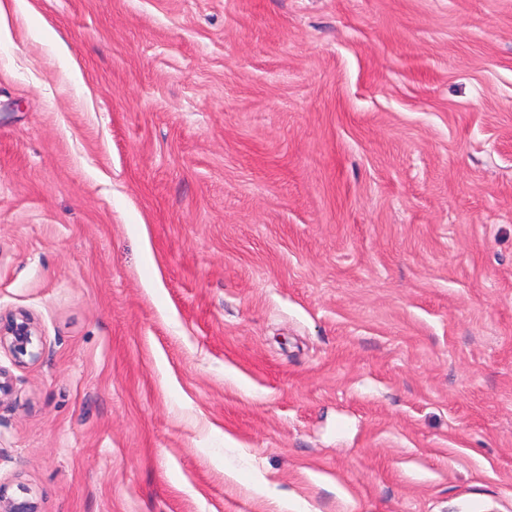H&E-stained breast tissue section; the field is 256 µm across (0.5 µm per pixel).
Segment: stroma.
<instances>
[{"instance_id":"1","label":"stroma","mask_w":512,"mask_h":512,"mask_svg":"<svg viewBox=\"0 0 512 512\" xmlns=\"http://www.w3.org/2000/svg\"><path fill=\"white\" fill-rule=\"evenodd\" d=\"M18 311L41 512H512V0H19Z\"/></svg>"}]
</instances>
